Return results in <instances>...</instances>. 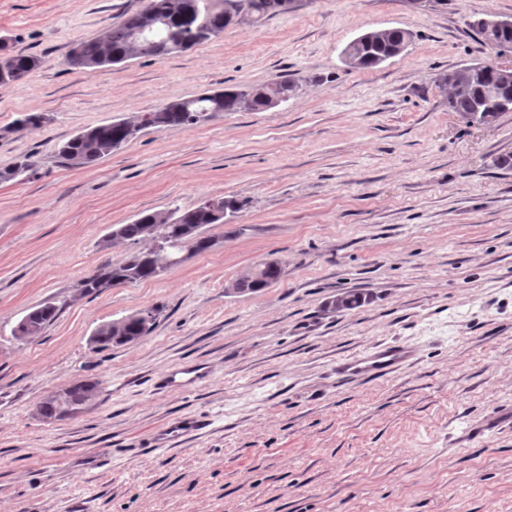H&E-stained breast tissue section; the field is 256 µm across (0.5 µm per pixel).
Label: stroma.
Returning <instances> with one entry per match:
<instances>
[{
    "instance_id": "35a3bbf8",
    "label": "stroma",
    "mask_w": 512,
    "mask_h": 512,
    "mask_svg": "<svg viewBox=\"0 0 512 512\" xmlns=\"http://www.w3.org/2000/svg\"><path fill=\"white\" fill-rule=\"evenodd\" d=\"M147 0H0V36L41 65L0 85V512H512V112L472 124L440 74L512 67L473 27L512 0H292L194 49L76 69L74 43ZM403 28L405 51L350 68L343 48ZM288 76L262 112L154 127L89 168L55 147L87 127ZM45 114L12 132L18 113ZM234 197L215 246L160 276L82 293L133 247L139 213ZM274 259L280 279L236 293ZM361 296L351 309L333 300ZM59 306L39 334L14 329ZM152 309V332L94 349ZM389 344L412 363L345 383L338 363ZM96 382L82 412L40 418ZM205 421L195 430V421ZM144 313L148 315L149 319L140 316ZM154 322V310L141 311L121 321L100 326L96 331L97 334L92 337V342L97 349L128 345L147 336L151 332ZM98 386V383H79L70 386L59 392L56 397L42 401L37 409L38 414L45 420L57 419L61 408L60 401L63 399H68L78 408H84L93 401L92 397L97 393Z\"/></svg>"
}]
</instances>
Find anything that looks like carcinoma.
Segmentation results:
<instances>
[{
	"mask_svg": "<svg viewBox=\"0 0 512 512\" xmlns=\"http://www.w3.org/2000/svg\"><path fill=\"white\" fill-rule=\"evenodd\" d=\"M232 0H148L146 9L160 18L166 32L172 35L168 41L160 40L148 49L136 37L143 13H136L123 23L108 28L102 35L81 40L72 48L68 64L78 69L112 67L139 56L164 57L187 52L213 38L218 37L228 26L239 22L237 14L228 8ZM243 11L257 20L288 11L290 0H241ZM411 34L402 28L383 30L376 40L370 39L358 50L359 68L370 69L379 65V59L396 56L397 49L408 42ZM41 59L33 55H14L7 45H0V85L17 81L38 69ZM439 84L449 88L448 107L460 116H480L492 110L498 115L512 112V81L503 78L495 70H486L473 75L468 89L461 90L448 75L439 77ZM294 83L282 76L273 83L247 90L227 88L205 93L193 98L172 102L160 110L145 112L132 120H122L87 128L55 149L58 158L67 166L88 167L113 151V145H123L138 134L136 125L146 118L150 126L177 127L197 125L207 121L211 110L220 107L224 112L240 110L264 111L270 108V96L289 92ZM47 117L42 113L20 112L8 128L10 132H21L39 128ZM37 162L26 156L11 167L0 171V181L8 182L34 171ZM223 220L214 216L203 206L187 211L176 208L165 213L140 215L130 224L119 227L116 239L133 245H144L139 254L153 255L154 242L165 238L170 249L181 250L186 246L191 253L200 254L209 250V237L200 233L207 224H221ZM156 277L154 261L125 266L108 264L96 274L85 278L81 287L86 293H94L109 285L132 281H145ZM60 308L46 304L32 310V329L21 327L20 336H33L56 318ZM155 322V313L145 311V316L136 313L121 321L102 325L92 342L97 349L134 343L148 335ZM98 391L96 383H79L44 400L38 406V414L45 420L58 417L60 401L69 400L76 407L88 405Z\"/></svg>",
	"mask_w": 512,
	"mask_h": 512,
	"instance_id": "1",
	"label": "carcinoma"
}]
</instances>
